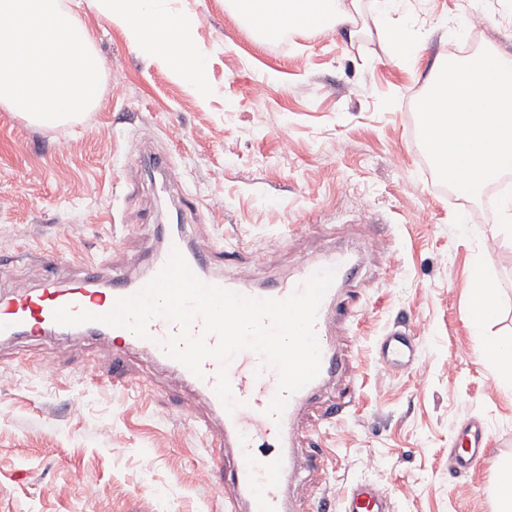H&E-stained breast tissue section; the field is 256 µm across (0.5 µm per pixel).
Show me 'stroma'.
Masks as SVG:
<instances>
[{"instance_id": "stroma-1", "label": "stroma", "mask_w": 512, "mask_h": 512, "mask_svg": "<svg viewBox=\"0 0 512 512\" xmlns=\"http://www.w3.org/2000/svg\"><path fill=\"white\" fill-rule=\"evenodd\" d=\"M62 2L93 36L104 92L92 112L52 129L0 109V287L65 282L91 259L141 277L162 246L156 226L176 223L186 201L198 209L189 242L238 251L259 284L339 242L384 236L388 256L362 255L350 284L353 401L305 442L323 470L301 473L291 493L335 508L369 479L395 512H495L497 471L457 473L449 450L459 428L480 422L491 462H512V392L468 322L470 271L485 263L500 288L488 333L512 337V234L500 228V203L439 190L415 105L472 18L482 20L480 48L512 57V0H407L391 22L422 49L404 65L375 24L373 0H359L353 27L268 43L224 0H175L198 21L205 100L95 0ZM145 146L169 156L179 190L126 166ZM460 214L485 235L461 237ZM50 246L62 255L46 267L39 255ZM392 329L417 339L412 370L378 362ZM46 360L56 374L40 370ZM125 361L129 382L115 386L111 356L91 339L0 345V512H224V489L201 464L208 441L187 425L193 415L219 433L206 402L136 345ZM143 377L154 393L137 391Z\"/></svg>"}]
</instances>
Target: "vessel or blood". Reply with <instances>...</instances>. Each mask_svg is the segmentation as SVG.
<instances>
[{
    "instance_id": "1",
    "label": "vessel or blood",
    "mask_w": 512,
    "mask_h": 512,
    "mask_svg": "<svg viewBox=\"0 0 512 512\" xmlns=\"http://www.w3.org/2000/svg\"><path fill=\"white\" fill-rule=\"evenodd\" d=\"M175 248L182 252L192 272L204 284L256 299H286L303 290L306 281L319 270L335 271L333 284L321 301L314 324L321 350L320 372L288 397L281 420H274L266 413L279 392V373L273 368H261L256 353L241 352L225 367L233 397L239 403L235 412L230 413L214 391L216 374L222 368L217 360H206L203 374L198 377L168 354V340L181 331L177 323L155 317L149 323L148 337L137 341L156 362L175 371L196 393L203 395L211 410L222 419L224 433L210 440L204 464L210 472L223 477L224 512H306L301 503L292 498L290 485L301 469L318 471L319 462L301 459L298 454L297 446L306 433L299 423V415L316 404L327 383L349 377L345 335L350 314L343 304V295L345 284L357 273L351 252L329 251L319 259L299 264L286 280L256 287L252 284L251 265H239L236 277L231 280L211 274L209 266L213 255L219 253V246L196 248L189 243L182 227L171 228L164 236L163 249L150 261L147 277L130 281L112 273L103 279L99 276V264L94 262L82 278L66 283L47 281L31 290L1 294L0 340L65 333V326L55 322L54 313L66 306L75 312L84 310L95 314V321L80 325L79 330L110 351L113 363L118 365L124 359L121 341L130 337L131 332L99 323L98 317L109 312L117 299L137 294L148 277L156 276L163 268ZM379 356L388 369L411 368L417 359L414 337L390 330L380 341ZM485 434L486 428L481 423L469 424L460 431L459 444L450 452L455 471L467 472L486 463ZM339 512H394V509L378 484L364 480L345 492Z\"/></svg>"
}]
</instances>
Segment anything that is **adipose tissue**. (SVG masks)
<instances>
[{
  "mask_svg": "<svg viewBox=\"0 0 512 512\" xmlns=\"http://www.w3.org/2000/svg\"><path fill=\"white\" fill-rule=\"evenodd\" d=\"M104 16L120 22L150 56L164 59L175 73L206 97L208 59L195 45L194 18L164 0H97ZM356 0H232L239 16L262 39L288 29L327 31L352 24ZM470 280V323L475 333L499 314V280L488 265L475 266Z\"/></svg>",
  "mask_w": 512,
  "mask_h": 512,
  "instance_id": "adipose-tissue-1",
  "label": "adipose tissue"
}]
</instances>
